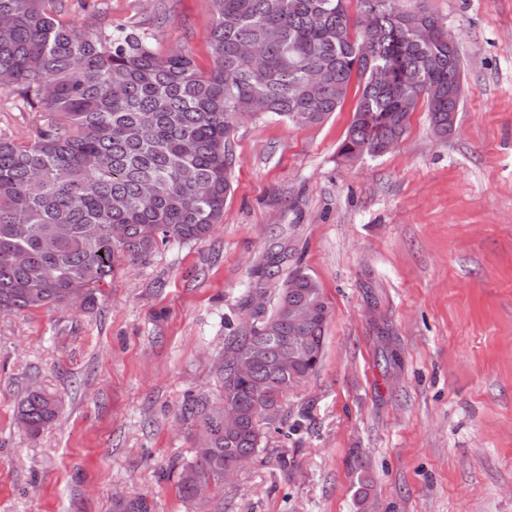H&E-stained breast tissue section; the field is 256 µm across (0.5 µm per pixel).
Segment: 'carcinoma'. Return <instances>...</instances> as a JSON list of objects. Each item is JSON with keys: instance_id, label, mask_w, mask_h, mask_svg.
I'll return each mask as SVG.
<instances>
[{"instance_id": "1", "label": "carcinoma", "mask_w": 512, "mask_h": 512, "mask_svg": "<svg viewBox=\"0 0 512 512\" xmlns=\"http://www.w3.org/2000/svg\"><path fill=\"white\" fill-rule=\"evenodd\" d=\"M208 50L201 68L188 50L158 54L134 27L86 30L64 19L68 0H0V93L28 112L21 137L0 134V311L39 310L87 301L92 287L122 262L143 263L170 243L208 239L222 223L233 185L236 115L263 112L295 125L324 121L345 101L353 77L360 94L339 155L376 157L404 137L420 108L439 137L462 96L458 50L443 27L417 44L393 13L392 0H361L372 32L347 0H210ZM394 71L391 85L374 81ZM319 74L326 92L310 88ZM275 253L254 270L244 300L247 326L228 337L214 400L191 399L194 448L177 466L176 487L190 505L224 512V470L243 454L258 458L259 424L274 421L288 388L314 374L323 359L331 311L319 283L301 269L285 281L271 308L254 307ZM304 301L321 314L292 332L288 308ZM297 336L294 373L272 374L258 362L234 372L240 355H268ZM259 404L273 407L269 413ZM242 423L224 431V411ZM60 403L40 388L20 399L16 420L38 435ZM114 512H148L141 497Z\"/></svg>"}]
</instances>
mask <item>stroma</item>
I'll return each instance as SVG.
<instances>
[{
	"instance_id": "stroma-1",
	"label": "stroma",
	"mask_w": 512,
	"mask_h": 512,
	"mask_svg": "<svg viewBox=\"0 0 512 512\" xmlns=\"http://www.w3.org/2000/svg\"><path fill=\"white\" fill-rule=\"evenodd\" d=\"M398 6L456 38L448 137L421 109L388 153L342 159L354 89L318 124L243 120L209 239L121 266L90 307L0 312V512H112L132 494L188 512L181 411L219 393L218 357L271 251L284 259L267 292L304 269L332 317L320 368L282 402L291 431H268L224 512H512V0ZM67 18L210 64V0H71ZM32 385L62 401L36 437L15 424Z\"/></svg>"
}]
</instances>
